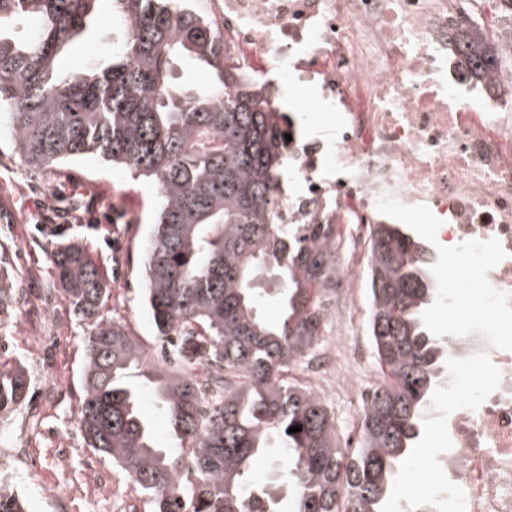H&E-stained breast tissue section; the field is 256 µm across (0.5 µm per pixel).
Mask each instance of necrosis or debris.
Masks as SVG:
<instances>
[{
	"label": "necrosis or debris",
	"mask_w": 512,
	"mask_h": 512,
	"mask_svg": "<svg viewBox=\"0 0 512 512\" xmlns=\"http://www.w3.org/2000/svg\"><path fill=\"white\" fill-rule=\"evenodd\" d=\"M242 70L279 61L316 82L336 140L300 141L281 201L290 224H332L342 271L324 303L327 329L299 367L325 400L364 411L385 381L368 365L357 302L373 225H440L452 276L478 281L490 323L457 337L454 365L487 380L455 400L441 479L410 512H512V0H213ZM467 26L491 33L500 67L472 79L448 45Z\"/></svg>",
	"instance_id": "1"
}]
</instances>
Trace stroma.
I'll list each match as a JSON object with an SVG mask.
<instances>
[{"instance_id":"1","label":"stroma","mask_w":512,"mask_h":512,"mask_svg":"<svg viewBox=\"0 0 512 512\" xmlns=\"http://www.w3.org/2000/svg\"><path fill=\"white\" fill-rule=\"evenodd\" d=\"M96 42L73 41L61 56V73L78 74L96 55L112 49V13L102 4L93 20ZM259 77L276 99L299 110L317 96L309 84L284 83L276 65ZM157 186L130 167L88 155L45 170L28 167L8 132L0 127V363L27 373L26 398L0 411V476L12 482L25 512H150V504L122 472L89 448L77 420L83 393V338L88 321L54 276L57 243L76 237L88 247L110 287L100 318L122 324L143 344L152 364L166 362V346L155 335L142 304V254L149 238ZM411 230L434 257L436 286L443 293L427 311L432 328L454 336L493 313L477 282L449 280L448 252L433 225ZM459 378L440 380L424 415L417 447L398 475L391 512H403L405 497L434 490L433 462L446 435ZM104 472L108 484L95 474Z\"/></svg>"}]
</instances>
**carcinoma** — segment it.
Masks as SVG:
<instances>
[{"label":"carcinoma","mask_w":512,"mask_h":512,"mask_svg":"<svg viewBox=\"0 0 512 512\" xmlns=\"http://www.w3.org/2000/svg\"><path fill=\"white\" fill-rule=\"evenodd\" d=\"M99 2L0 0V114L24 163L95 155L159 186L144 298L172 361L150 364L116 322L89 323L77 413L88 446L149 496L152 512H389L448 358L426 317L437 293L425 245L403 224L373 229L369 336L391 383L364 409L359 445L342 448L323 400L288 379L323 334L322 297L337 271L335 225L280 214L295 120L235 72L216 24L180 0H110L112 55L63 75L56 57ZM23 17L36 20L27 37L15 33ZM451 39L475 75L495 71L484 36L459 27ZM183 59L211 82L176 81ZM54 266L93 316L109 288L83 245H59ZM265 275L276 283V323L259 311ZM133 371L162 405L174 447L157 444ZM29 387L21 367L0 365V410ZM274 447L288 466L263 479L255 462ZM21 508L0 483V512Z\"/></svg>","instance_id":"carcinoma-1"}]
</instances>
